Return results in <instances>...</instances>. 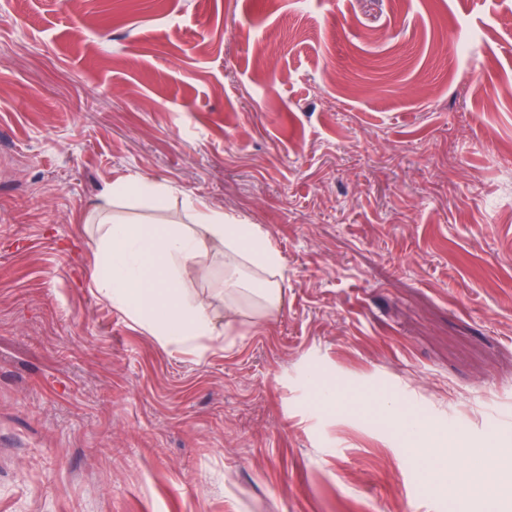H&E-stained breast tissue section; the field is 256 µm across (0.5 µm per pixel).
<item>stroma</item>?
<instances>
[{
	"mask_svg": "<svg viewBox=\"0 0 512 512\" xmlns=\"http://www.w3.org/2000/svg\"><path fill=\"white\" fill-rule=\"evenodd\" d=\"M129 176L262 225L281 308L201 356L114 309ZM383 397L512 454V0H0V512H454ZM309 384L315 391L316 407L318 410L337 409L344 403V396L336 389L335 384L326 383L318 373L309 375Z\"/></svg>",
	"mask_w": 512,
	"mask_h": 512,
	"instance_id": "1",
	"label": "stroma"
}]
</instances>
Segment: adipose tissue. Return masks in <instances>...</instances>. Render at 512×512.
Wrapping results in <instances>:
<instances>
[{
    "instance_id": "obj_1",
    "label": "adipose tissue",
    "mask_w": 512,
    "mask_h": 512,
    "mask_svg": "<svg viewBox=\"0 0 512 512\" xmlns=\"http://www.w3.org/2000/svg\"><path fill=\"white\" fill-rule=\"evenodd\" d=\"M130 200L155 212L167 211L171 191L161 182L140 178L119 180L104 189L94 206L96 260L91 278L98 291L162 347L202 350L204 343L222 342L209 302L191 297L188 282L206 271L208 258H224V315L231 318L251 304L265 316L280 309L283 289L270 278L282 257L258 224L226 219L222 210L187 198L185 224H133L117 217V201ZM380 412L398 415L416 454L430 465L431 478L446 492L459 485L481 486L480 472L448 471L443 461L453 436L433 422L400 410L394 400L379 403Z\"/></svg>"
}]
</instances>
